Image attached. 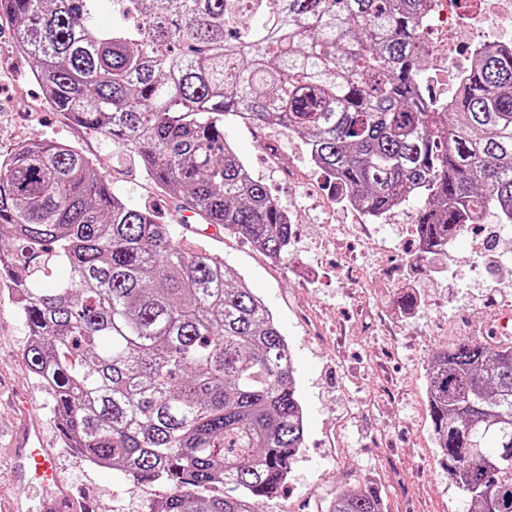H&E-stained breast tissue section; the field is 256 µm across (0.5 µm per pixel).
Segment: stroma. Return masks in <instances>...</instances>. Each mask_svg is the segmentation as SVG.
<instances>
[{"mask_svg":"<svg viewBox=\"0 0 512 512\" xmlns=\"http://www.w3.org/2000/svg\"><path fill=\"white\" fill-rule=\"evenodd\" d=\"M34 64L0 24V155L33 139L77 145L131 205L178 225L176 198L162 192L137 160L102 136L50 111ZM224 137L292 218L285 259L274 261L245 238L207 229L226 268L244 278L276 318L290 348L306 423L305 446L285 489L262 512H319L336 490L375 488L386 512H471L448 481L433 442L425 369L432 354L465 336L494 334L512 316V295L494 301L492 285L512 281V265L474 262L470 237L458 236L432 270L412 267L418 202L370 221L311 167L297 137L228 119ZM418 305L403 310L402 292ZM27 331L9 284L0 283V387L26 396L46 422L56 467L86 512H145L167 486L136 484L64 448L51 397L24 359Z\"/></svg>","mask_w":512,"mask_h":512,"instance_id":"35a3bbf8","label":"stroma"}]
</instances>
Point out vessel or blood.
<instances>
[{"label": "vessel or blood", "instance_id": "1", "mask_svg": "<svg viewBox=\"0 0 512 512\" xmlns=\"http://www.w3.org/2000/svg\"><path fill=\"white\" fill-rule=\"evenodd\" d=\"M21 419L11 432V469L16 491L10 498H0V512H25L23 493L35 484L41 489L40 512H75V497L58 475L44 440V423L29 404L20 407Z\"/></svg>", "mask_w": 512, "mask_h": 512}]
</instances>
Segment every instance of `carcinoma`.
Segmentation results:
<instances>
[{
  "label": "carcinoma",
  "mask_w": 512,
  "mask_h": 512,
  "mask_svg": "<svg viewBox=\"0 0 512 512\" xmlns=\"http://www.w3.org/2000/svg\"><path fill=\"white\" fill-rule=\"evenodd\" d=\"M0 0L47 106L136 158L204 224L273 259L293 223L224 118L302 140L377 221L420 201V265L472 219L512 223V47L482 48L450 112L421 79L423 0ZM0 274L63 445L172 492L147 512H259L304 447L288 343L224 260L128 204L72 143L0 155ZM436 447L475 512H512V342L463 337L426 368ZM214 484L221 496H207ZM325 512H384L341 489Z\"/></svg>",
  "instance_id": "1"
}]
</instances>
